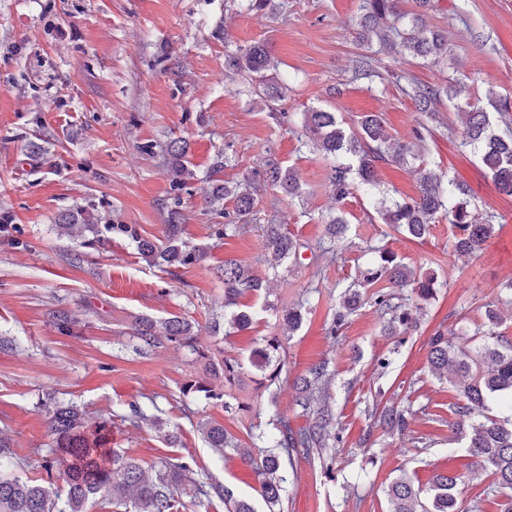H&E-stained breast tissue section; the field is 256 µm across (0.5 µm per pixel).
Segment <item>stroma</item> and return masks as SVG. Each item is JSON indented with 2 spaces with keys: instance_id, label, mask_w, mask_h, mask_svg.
Returning <instances> with one entry per match:
<instances>
[{
  "instance_id": "stroma-1",
  "label": "stroma",
  "mask_w": 512,
  "mask_h": 512,
  "mask_svg": "<svg viewBox=\"0 0 512 512\" xmlns=\"http://www.w3.org/2000/svg\"><path fill=\"white\" fill-rule=\"evenodd\" d=\"M273 15L241 11L238 0H0V336L14 349L0 352V436L10 445L9 473L46 480L65 489L62 470H45L52 439L49 409L63 400L77 406L87 425L112 421V446L154 475L164 460H189L198 478L224 484L255 512H268L252 469L233 451L209 448L203 423L224 425L241 447L261 426L276 438L273 415L293 428L309 419L295 403L293 381L315 364L328 365L326 393L340 441L322 458L284 460L287 481L281 512H389L388 484L409 475L428 488L439 472L462 476V507L502 512L507 492L488 493L485 473L457 435L455 386L437 379L426 342L435 331L455 333L482 322L485 308L512 281V196L499 191L477 158L460 145V125L450 102L420 147V160L378 167L380 194L417 196V163L470 189L477 217L493 212L501 227L484 250L452 254L447 220L433 224L418 243L383 223L372 195L353 188L344 204L332 198L329 160L299 145L290 115L311 108L337 113L355 127L368 112L382 115L393 139L410 141L418 112L399 91L403 75L441 85L454 78L472 94L494 89L512 98V0H430L427 26L448 32L447 67L422 65L407 54L382 56L387 84L354 76L359 56L376 43L360 38L361 0H276ZM264 44L279 65L288 91L268 112L238 94L224 75V53ZM188 144L196 176L181 193L189 241L208 246L210 264L166 268L148 265L123 238L105 239L93 263L71 265L67 239L55 226L62 215L95 203L111 224L136 225L142 236H161L168 221L170 181L162 147ZM156 145L155 153L143 150ZM224 157V180L236 182L273 160L294 167L301 200L259 191L248 233L217 238L222 223L206 204V179ZM350 224L341 255L316 250L329 217ZM282 224L301 245L299 262L273 266L262 227ZM22 240V248L10 239ZM386 246L413 269L435 273L442 286L418 311V327L388 336L376 307L365 303L338 336L327 328L340 289L357 279ZM237 261L266 283L261 294L241 297L257 315L231 336L213 331L224 317V285L211 263ZM305 304L301 327L284 335L278 315ZM66 309L80 325L59 332L50 314ZM171 314L192 321L201 345L216 358L242 360L238 383L209 378L183 347L168 345L140 356L133 350L135 316ZM283 339L287 369L275 384L246 360L265 336ZM389 359L379 368L378 359ZM209 382L224 402L183 397L185 382ZM409 408L405 431L385 433L368 414L373 404ZM143 419L130 421L131 405ZM254 457L263 449L252 448Z\"/></svg>"
}]
</instances>
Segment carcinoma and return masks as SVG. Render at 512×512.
Masks as SVG:
<instances>
[{"label":"carcinoma","instance_id":"carcinoma-1","mask_svg":"<svg viewBox=\"0 0 512 512\" xmlns=\"http://www.w3.org/2000/svg\"><path fill=\"white\" fill-rule=\"evenodd\" d=\"M241 7L253 13H274V0H240ZM399 0H362L360 26L365 35H374L380 46L398 45L413 55L435 65L448 63V32L432 30L419 14L408 16L398 9ZM277 68L266 46L254 43L224 54V70L241 80L239 92L251 97L254 103L262 102L274 111L272 102L280 97L283 88L272 83L268 72ZM355 74L360 78H382L377 70L376 59L362 56L356 60ZM406 81L403 94L412 100L421 114L418 127L413 129L416 141L425 140L431 132V124L439 121L438 106L442 97L452 101L458 97L457 84L444 87L427 85L412 78L396 77ZM497 115L486 111L481 98L475 96L456 105L461 124V145L474 153L488 176L498 189L512 195V127L508 125L512 114V101L497 96L489 88L485 94ZM507 125L503 132L497 130V122ZM300 144L324 152L334 159L327 180L336 201L342 202L351 194V175L355 174L369 191L377 187L376 168L383 161L404 162L415 156L407 144L393 146L381 117L365 114L354 130H346L336 113L324 109H311L303 113L301 126L296 130ZM165 152L168 155L167 173L173 191L174 208L170 210L163 238L154 241L143 237L133 224L95 223L98 216L86 208L66 214L57 224L58 236H68L71 230L83 225L98 233L102 230L136 243L139 255L153 265L181 267L202 265L207 262V249L191 244L185 236V224L181 221L179 191L187 185V179L195 176L189 169L187 143L181 139L170 141ZM419 194L415 198L381 197L375 201L376 210L387 224L420 242L430 233V226L438 218L448 219L452 228L453 251L462 256L480 252L496 232V215L479 222L471 216L468 192L464 185L453 180L443 182L441 177L424 165L417 169ZM261 180L295 200L303 197V185L297 172L270 162L261 170L245 177L247 185ZM234 200L232 212L224 213L225 222L214 225L218 238L246 232L253 220L258 197L240 184H229L215 179L211 185L208 203L211 206ZM328 235L318 243L320 253L336 256L341 252L340 243L349 231L345 218L336 216L328 221ZM101 243V239H88L66 249L71 264H80L88 256V250ZM265 247L272 253L275 265L298 257L301 245L283 231L278 224L267 225ZM377 262L361 272L363 283L374 291L363 298L355 285L345 287L340 295L339 307L328 332L339 334L345 322L361 305L362 300L372 303L387 315L386 330L393 335L405 334L417 325L414 310L418 301L433 298L437 293L438 277L433 273H416L394 252L374 247ZM213 273L224 282L225 334L251 327L253 314L239 307L240 298L247 293H258L262 281L234 261H224L213 267ZM503 306L512 307V282L501 292ZM501 306V307H503ZM501 307L493 305L485 310L482 323L473 330H465L472 336H480L483 343L478 348H466L448 340L436 332L428 340L427 360L431 372L446 379L458 389L462 403L456 414L471 420L467 448L477 458L481 467L493 475L491 490H512V415L504 417L486 414L489 403L503 402L512 406V340L495 334V328L503 325ZM57 329L65 334L73 333L78 319L65 310L53 312ZM134 335L137 351L147 354L166 344H176L189 349L200 360H212L210 350L198 342L193 324L183 316L172 314L161 324L149 316L135 318ZM282 341L278 336H266L261 346L250 356L252 367L264 374V379L274 382L280 376L284 362L279 350ZM243 368L236 359H222L220 367L224 382L232 384ZM328 384L326 363L310 368L308 375L296 382V403L310 418L303 429L294 430L288 418L277 415L272 423L279 432L274 447L278 451L260 458L253 457L247 448H236L224 426L203 424L210 447L222 453L235 449L253 470L262 498L271 507L281 502V492L287 477L283 471L281 454L296 453L309 458L326 447V440L333 427L331 409L325 404ZM185 396H202L207 400L220 401L224 393L196 381L185 384ZM407 410L397 406L385 408L376 417V424L387 432L407 429ZM48 432L53 438L51 458L45 460L46 470L55 466L63 468L66 492L60 493L52 485L20 476H0V512H87L90 496L106 491L112 503L129 512H180L185 504L177 499V490L187 479L193 483L196 494L206 498L213 496L224 502L227 512H254L252 505L233 497V492L220 483L204 485L192 478L193 469L187 462H163L155 479L147 480L140 465L112 450V422L102 419L93 427L83 425L76 407L56 402L49 414ZM460 477L448 473L433 476L428 493L431 505L421 501L422 489L413 480L401 474L392 481L386 494L391 505L389 512H459L457 487Z\"/></svg>","mask_w":512,"mask_h":512}]
</instances>
